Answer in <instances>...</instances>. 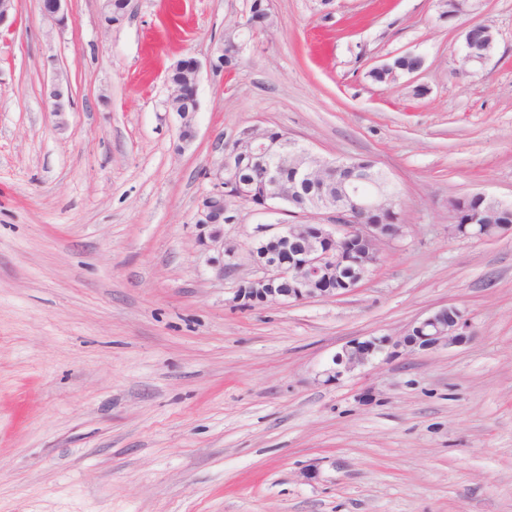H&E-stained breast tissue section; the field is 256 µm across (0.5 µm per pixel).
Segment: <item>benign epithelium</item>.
<instances>
[{"label":"benign epithelium","mask_w":512,"mask_h":512,"mask_svg":"<svg viewBox=\"0 0 512 512\" xmlns=\"http://www.w3.org/2000/svg\"><path fill=\"white\" fill-rule=\"evenodd\" d=\"M68 0H50L41 2L44 17L54 24L62 26L67 20L65 6ZM496 41V29L489 22L473 25L466 29L460 47L467 75L471 70L486 64L492 56V47ZM224 54V45L217 42L212 55L205 66L216 77L224 78V71L218 68L219 57ZM194 61V78H199L202 66ZM53 111L65 112L70 106L68 85L59 81L49 91ZM250 154L266 160L275 158L285 147L281 137L263 140L251 135ZM212 188L205 195L207 201V220L211 224L238 221V207L224 206V155L215 158L208 168ZM263 178L269 187L262 204L254 206L259 214L274 216L283 212L282 192L279 173L275 165L265 166ZM352 199L347 203H338L334 207L317 208L304 216V219L320 227L318 242L308 249L294 253L288 248L290 239L302 232V224H286L280 220H268L257 224V236L264 248L261 257H253L257 274L236 288L231 289L230 303L235 306L259 302L305 303L334 298L332 289L325 284L333 277H340L349 269L351 246L356 241H372L383 246L405 235V225L371 224L367 215L372 210L379 195L366 196L357 188L351 190ZM512 232L511 224H469L466 239L490 240ZM213 246L227 256L228 262H217L218 276L236 267L235 251L224 247V240L216 237ZM472 336L471 324L463 312L454 305L443 306L428 315L415 320L394 347H414L420 350H434L440 347L461 346ZM387 343L384 338H371L346 342L325 364L321 374L326 381H335L344 373L365 364L371 356L380 351Z\"/></svg>","instance_id":"7a95c632"}]
</instances>
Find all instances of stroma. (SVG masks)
<instances>
[{"label": "stroma", "instance_id": "35a3bbf8", "mask_svg": "<svg viewBox=\"0 0 512 512\" xmlns=\"http://www.w3.org/2000/svg\"><path fill=\"white\" fill-rule=\"evenodd\" d=\"M249 3L129 0L110 26L103 0H69L58 28L17 0L0 32V512H512V233L448 234L449 198L512 201V0L452 22L436 0H271L278 24L238 73L202 70L181 141L166 72ZM487 20L494 55L458 75L465 27ZM408 50L413 78L366 79ZM248 127L390 175L406 234L365 286L228 305L259 217L197 213L216 146ZM217 233L237 250L224 279ZM447 304L468 344L320 377L346 342L398 341Z\"/></svg>", "mask_w": 512, "mask_h": 512}]
</instances>
